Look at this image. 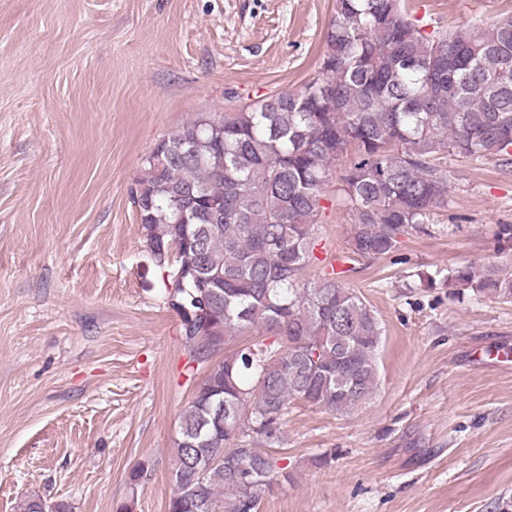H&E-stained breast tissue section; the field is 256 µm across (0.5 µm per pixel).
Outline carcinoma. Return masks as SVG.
<instances>
[{
	"mask_svg": "<svg viewBox=\"0 0 512 512\" xmlns=\"http://www.w3.org/2000/svg\"><path fill=\"white\" fill-rule=\"evenodd\" d=\"M512 164V17L424 29L404 0H336L316 74L295 91L197 117L144 160L132 202L157 266L182 267L176 311L204 369L182 413L167 512H256L288 479L290 404L336 413L378 384L383 328L337 272H305L332 176L354 216L348 253L374 260L430 235L448 207L444 159ZM444 281L512 302V275L469 263ZM259 337L236 350V334ZM224 358L213 361L219 355ZM22 512H70L32 495Z\"/></svg>",
	"mask_w": 512,
	"mask_h": 512,
	"instance_id": "1",
	"label": "carcinoma"
}]
</instances>
